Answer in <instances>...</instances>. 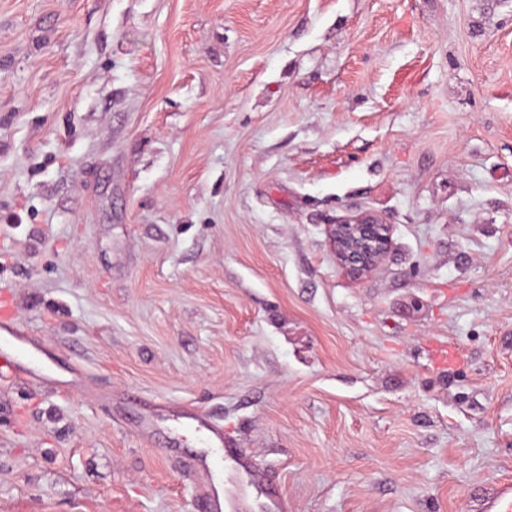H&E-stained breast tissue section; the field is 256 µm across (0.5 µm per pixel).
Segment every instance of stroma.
<instances>
[{"instance_id":"1","label":"stroma","mask_w":512,"mask_h":512,"mask_svg":"<svg viewBox=\"0 0 512 512\" xmlns=\"http://www.w3.org/2000/svg\"><path fill=\"white\" fill-rule=\"evenodd\" d=\"M361 212L392 247L356 281L326 227ZM2 294L78 383L0 382V512H203L204 472L230 512H478L512 0H0Z\"/></svg>"}]
</instances>
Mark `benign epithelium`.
Segmentation results:
<instances>
[{"label":"benign epithelium","mask_w":512,"mask_h":512,"mask_svg":"<svg viewBox=\"0 0 512 512\" xmlns=\"http://www.w3.org/2000/svg\"><path fill=\"white\" fill-rule=\"evenodd\" d=\"M327 232L339 267L353 278L377 267L392 243L391 226L368 213L329 224Z\"/></svg>","instance_id":"7a95c632"}]
</instances>
